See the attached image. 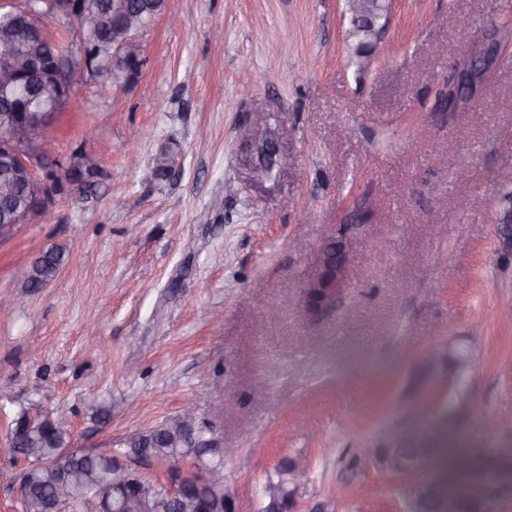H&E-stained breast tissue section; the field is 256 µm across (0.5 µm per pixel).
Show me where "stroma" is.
<instances>
[{"label": "stroma", "instance_id": "obj_1", "mask_svg": "<svg viewBox=\"0 0 512 512\" xmlns=\"http://www.w3.org/2000/svg\"><path fill=\"white\" fill-rule=\"evenodd\" d=\"M499 3L394 0L359 66L345 0H174L139 33L135 84L74 77L44 150L97 169L0 241V293H21L40 253L68 256L0 312V512H19L8 431L24 407L66 413L75 447L104 450L206 395L199 416L236 451L235 512H261L295 457L298 512H398L409 478L342 457L397 418L444 411L458 442L512 448V262L493 225L512 51L466 111L439 96ZM336 236L356 244L349 272L310 319L301 290ZM456 343L474 355L466 389L423 381V356Z\"/></svg>", "mask_w": 512, "mask_h": 512}]
</instances>
